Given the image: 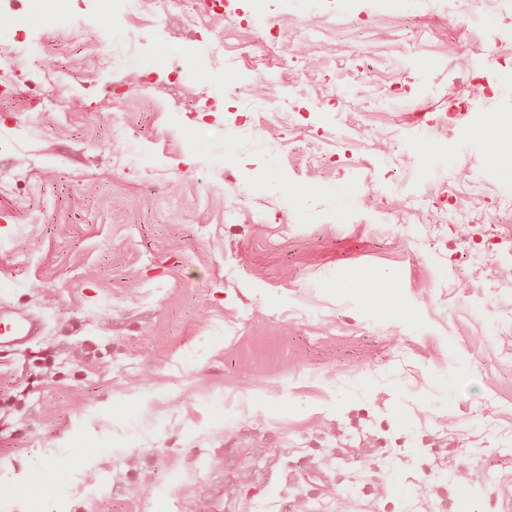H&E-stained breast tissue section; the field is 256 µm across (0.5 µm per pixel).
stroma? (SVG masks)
Returning <instances> with one entry per match:
<instances>
[{
    "mask_svg": "<svg viewBox=\"0 0 512 512\" xmlns=\"http://www.w3.org/2000/svg\"><path fill=\"white\" fill-rule=\"evenodd\" d=\"M60 2L65 29L51 0H13L12 18L37 13L48 44L19 63L24 110L0 102V298L44 327L29 348L0 349V512H188L215 490L223 512H436L433 486L465 512H512V321L497 318L512 298L489 292V268L464 265L459 246L512 227L465 193L477 171L512 188L477 133L486 114L512 117V40L487 61L482 0H460L451 29L444 0H398L404 41L374 38L393 19L373 0H290L301 22L334 10L325 43L271 42L231 72L188 36L181 0L144 21L139 57L121 49L113 0L89 30L86 0ZM463 44L471 96L448 92L446 55ZM159 47L167 66L143 75ZM305 52L317 60L292 90L296 126L270 113L256 129L281 163L243 150L228 125L238 95L280 89L282 61ZM53 65L67 75L60 112L42 107ZM332 85L349 105L319 111ZM390 86L391 109L368 115ZM202 96L213 111H191ZM109 108L132 140L113 142ZM441 111L450 134L407 148L405 132ZM312 139L329 168L298 162ZM382 147L411 156L392 173ZM444 156L476 222L409 241L407 213L353 219L437 182ZM275 183L298 188L294 203ZM356 270L390 282L389 301L344 287ZM40 469L41 492L18 494Z\"/></svg>",
    "mask_w": 512,
    "mask_h": 512,
    "instance_id": "1",
    "label": "stroma"
}]
</instances>
